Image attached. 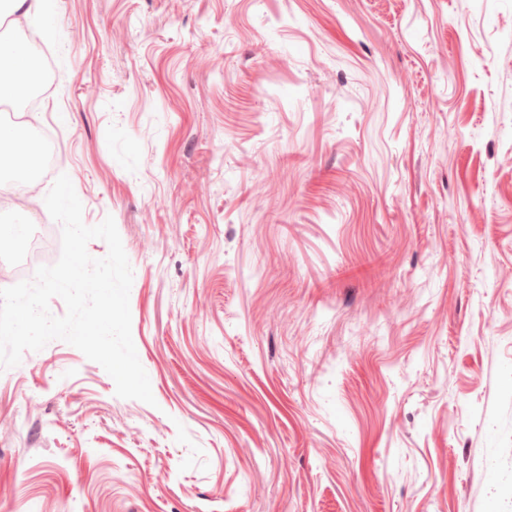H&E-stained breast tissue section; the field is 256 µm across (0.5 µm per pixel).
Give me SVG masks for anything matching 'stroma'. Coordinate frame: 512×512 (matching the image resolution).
Segmentation results:
<instances>
[{
  "mask_svg": "<svg viewBox=\"0 0 512 512\" xmlns=\"http://www.w3.org/2000/svg\"><path fill=\"white\" fill-rule=\"evenodd\" d=\"M154 404L0 371V512H512V0H53Z\"/></svg>",
  "mask_w": 512,
  "mask_h": 512,
  "instance_id": "obj_1",
  "label": "stroma"
}]
</instances>
